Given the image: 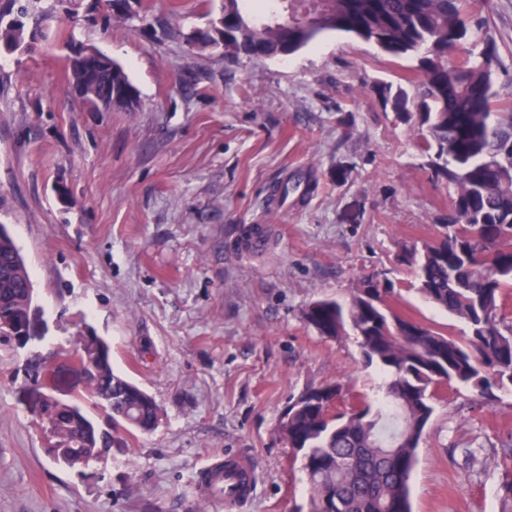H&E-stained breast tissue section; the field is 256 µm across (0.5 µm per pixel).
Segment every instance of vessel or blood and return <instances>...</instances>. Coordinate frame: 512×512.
Returning a JSON list of instances; mask_svg holds the SVG:
<instances>
[{
	"mask_svg": "<svg viewBox=\"0 0 512 512\" xmlns=\"http://www.w3.org/2000/svg\"><path fill=\"white\" fill-rule=\"evenodd\" d=\"M257 474L245 460L227 456L204 466L196 482L198 495L219 504L224 512H239L255 494Z\"/></svg>",
	"mask_w": 512,
	"mask_h": 512,
	"instance_id": "1",
	"label": "vessel or blood"
}]
</instances>
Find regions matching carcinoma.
<instances>
[{
    "label": "carcinoma",
    "mask_w": 512,
    "mask_h": 512,
    "mask_svg": "<svg viewBox=\"0 0 512 512\" xmlns=\"http://www.w3.org/2000/svg\"><path fill=\"white\" fill-rule=\"evenodd\" d=\"M107 21L126 23V0H104ZM293 0H222L201 38L185 36L191 49L211 50L225 63L292 55L327 32L376 45L395 58L415 61L406 78L412 90L390 85L385 104L395 120L416 135L432 178L450 191L448 223L421 245H404L398 265L413 273L418 292L465 326L457 338L444 329L401 314L394 286L385 278L357 279L352 298L311 302L304 320L321 335L354 331L367 365L384 380L377 394L359 393L336 412V383L306 389L285 409L279 432L305 474L309 512H411L410 479L417 449L435 414V391L443 383L477 390L487 405L495 392L512 391V317L503 297L512 289V163L496 162L512 146V95L495 88L498 55L493 38H470L475 0H318L316 21H272ZM35 0H0V48H32L30 32L43 31ZM68 86L90 93L83 103L97 111L134 112L139 97L123 67L112 71L67 57ZM31 277L12 235L0 228V336L29 321ZM85 349L88 393L112 426L144 434L160 422L154 398L116 374L110 345ZM44 427L59 447L55 462L82 469L100 460L106 437L86 402L49 400Z\"/></svg>",
    "instance_id": "carcinoma-1"
}]
</instances>
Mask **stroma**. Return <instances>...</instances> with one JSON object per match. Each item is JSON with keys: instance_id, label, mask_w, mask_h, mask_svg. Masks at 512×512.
Returning a JSON list of instances; mask_svg holds the SVG:
<instances>
[{"instance_id": "35a3bbf8", "label": "stroma", "mask_w": 512, "mask_h": 512, "mask_svg": "<svg viewBox=\"0 0 512 512\" xmlns=\"http://www.w3.org/2000/svg\"><path fill=\"white\" fill-rule=\"evenodd\" d=\"M147 22L77 15L34 52L0 58V223L35 285L37 339L0 343V512H217L196 494L211 457L253 463L240 512H294L308 487L279 434L303 390L347 394L380 381L353 333L320 336L315 300L349 301L355 282H394L396 307L460 335L463 324L412 288L403 241L438 233L451 197L378 92L414 65L329 33L287 56L225 64L189 50L221 0H143ZM500 87L512 84V0H483ZM170 37L157 40L154 25ZM99 48L136 87L135 112H91L67 96V43ZM310 184L309 195L274 188ZM254 224L263 251L245 249ZM92 329L116 372L161 408L156 430L120 429L121 447L86 473L44 451L39 397L86 392L59 359ZM40 359L38 384L26 378ZM512 392L491 407L470 389L439 392L411 479L413 512H503Z\"/></svg>"}]
</instances>
